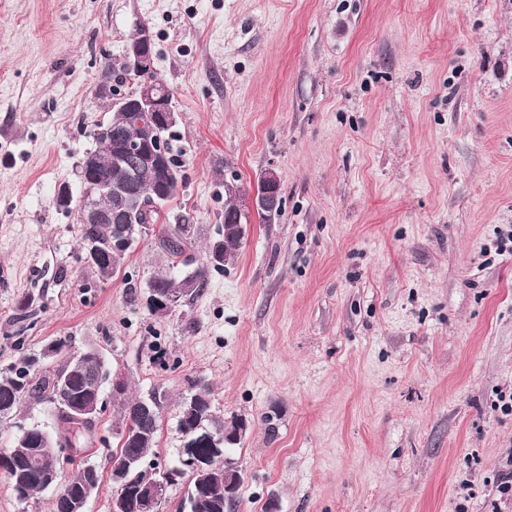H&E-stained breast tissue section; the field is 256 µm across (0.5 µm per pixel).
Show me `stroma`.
<instances>
[{
  "mask_svg": "<svg viewBox=\"0 0 512 512\" xmlns=\"http://www.w3.org/2000/svg\"><path fill=\"white\" fill-rule=\"evenodd\" d=\"M143 26L178 114L185 185L163 212L194 225L195 260L225 183L241 206L267 170L283 188L163 317L143 299L171 263L155 234L100 281L75 204L113 115L101 71ZM511 232L512 0H0V369L97 348L129 396L166 393L149 459L167 467L179 402L208 383L250 422L226 451L234 512H512ZM102 401L87 512H112L121 399ZM20 423L57 410L24 402L0 451Z\"/></svg>",
  "mask_w": 512,
  "mask_h": 512,
  "instance_id": "1",
  "label": "stroma"
}]
</instances>
